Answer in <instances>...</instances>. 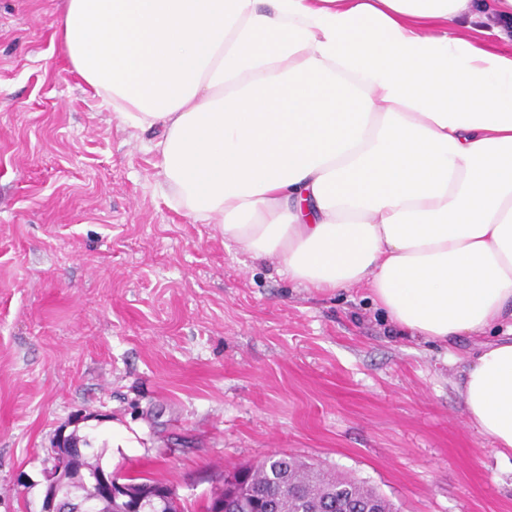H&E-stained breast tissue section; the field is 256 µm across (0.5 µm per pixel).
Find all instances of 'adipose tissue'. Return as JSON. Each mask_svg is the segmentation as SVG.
I'll use <instances>...</instances> for the list:
<instances>
[{"label": "adipose tissue", "instance_id": "1", "mask_svg": "<svg viewBox=\"0 0 512 512\" xmlns=\"http://www.w3.org/2000/svg\"><path fill=\"white\" fill-rule=\"evenodd\" d=\"M512 0H65L55 34L194 222L401 330H504L463 371L512 455Z\"/></svg>", "mask_w": 512, "mask_h": 512}]
</instances>
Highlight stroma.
<instances>
[{"label": "stroma", "instance_id": "35a3bbf8", "mask_svg": "<svg viewBox=\"0 0 512 512\" xmlns=\"http://www.w3.org/2000/svg\"><path fill=\"white\" fill-rule=\"evenodd\" d=\"M64 0H0V512H39L60 431L205 512L274 451L397 512H512V457L464 414L450 346L365 289L317 293L170 207L153 131L97 105L52 41Z\"/></svg>", "mask_w": 512, "mask_h": 512}]
</instances>
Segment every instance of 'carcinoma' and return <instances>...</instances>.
Wrapping results in <instances>:
<instances>
[{
	"mask_svg": "<svg viewBox=\"0 0 512 512\" xmlns=\"http://www.w3.org/2000/svg\"><path fill=\"white\" fill-rule=\"evenodd\" d=\"M103 450L75 457L76 468L94 470L106 479L112 473L102 463ZM134 493L150 498L163 483L141 477L127 478ZM242 509L255 512L254 500L270 501L272 512H393L384 496L361 483L295 455L267 457L247 468L241 489Z\"/></svg>",
	"mask_w": 512,
	"mask_h": 512,
	"instance_id": "obj_1",
	"label": "carcinoma"
}]
</instances>
